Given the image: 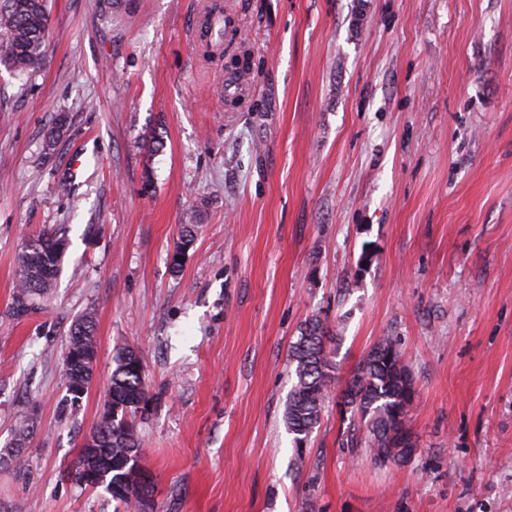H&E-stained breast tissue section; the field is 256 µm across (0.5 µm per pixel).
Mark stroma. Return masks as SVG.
<instances>
[{
  "label": "stroma",
  "mask_w": 512,
  "mask_h": 512,
  "mask_svg": "<svg viewBox=\"0 0 512 512\" xmlns=\"http://www.w3.org/2000/svg\"><path fill=\"white\" fill-rule=\"evenodd\" d=\"M210 2L49 0L44 69L0 67V453L38 420L0 512H114L61 473L123 344L149 378L155 512H512V0H222L236 36L208 57ZM52 224L57 286L15 316L18 254ZM88 310L73 404L64 342ZM314 316L338 390L400 342L405 465L347 445L333 397L295 448L288 348ZM94 324L92 312H85L74 320L66 338L63 364L66 376V387L69 395L72 396L70 402L73 404L82 398L80 392L84 391V388L74 385L77 378H80V380L86 384L85 392H87L89 388L91 379L88 373H86V376L79 375L78 373L81 372L80 369L73 366L67 367L66 354L67 352L69 354L72 352L95 354L98 351Z\"/></svg>",
  "instance_id": "stroma-1"
}]
</instances>
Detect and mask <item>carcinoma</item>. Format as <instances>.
Listing matches in <instances>:
<instances>
[{"label": "carcinoma", "mask_w": 512, "mask_h": 512, "mask_svg": "<svg viewBox=\"0 0 512 512\" xmlns=\"http://www.w3.org/2000/svg\"><path fill=\"white\" fill-rule=\"evenodd\" d=\"M49 30L46 0H0V66L16 76L30 79L45 65L44 46ZM193 225L182 226L174 243L173 267L180 266L178 257L192 244ZM69 246L66 230L60 225L44 228L30 236L18 256V288L14 293V309L26 314L39 309L55 288L64 256ZM330 330L319 318L310 319L290 348L288 357L292 368V386L284 411L288 434L296 447H301L319 425L333 382L332 365L325 351V340ZM65 351L94 354L98 351L94 317L88 311L72 323L65 343ZM114 368L106 398L112 399V418L100 419L91 438L99 443L100 454L112 459V471L105 474L101 487L112 500L126 506L152 499V488L125 482L124 477L137 463L144 451L142 439L133 417L147 400L145 367L139 351L133 347H119L113 356ZM70 402L81 399L83 388L75 385L80 380L88 385L90 376L80 370L64 367ZM414 378L406 364L398 340L381 337L359 363L346 389L342 392L343 407L361 415L367 431L352 433L347 441L365 450L375 463H406L405 456L393 452L395 448H414L416 442L408 427V415L415 400ZM36 426L28 424L17 430L10 447L17 449L10 466L25 468L24 450ZM90 460L79 454L71 478L81 486Z\"/></svg>", "instance_id": "cac0c4a2"}]
</instances>
